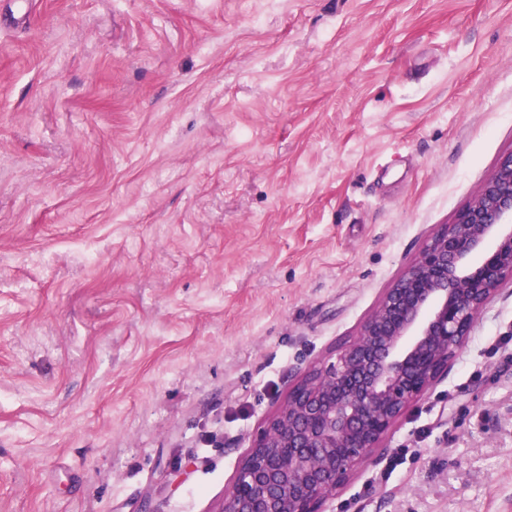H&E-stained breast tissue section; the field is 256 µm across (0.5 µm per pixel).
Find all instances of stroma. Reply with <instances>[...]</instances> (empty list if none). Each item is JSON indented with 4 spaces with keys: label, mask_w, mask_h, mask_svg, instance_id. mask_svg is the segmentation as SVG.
Listing matches in <instances>:
<instances>
[{
    "label": "stroma",
    "mask_w": 512,
    "mask_h": 512,
    "mask_svg": "<svg viewBox=\"0 0 512 512\" xmlns=\"http://www.w3.org/2000/svg\"><path fill=\"white\" fill-rule=\"evenodd\" d=\"M0 0V512H217L512 154V0ZM327 512H512V286Z\"/></svg>",
    "instance_id": "1"
}]
</instances>
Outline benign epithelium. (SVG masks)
I'll list each match as a JSON object with an SVG mask.
<instances>
[{
    "instance_id": "obj_1",
    "label": "benign epithelium",
    "mask_w": 512,
    "mask_h": 512,
    "mask_svg": "<svg viewBox=\"0 0 512 512\" xmlns=\"http://www.w3.org/2000/svg\"><path fill=\"white\" fill-rule=\"evenodd\" d=\"M512 282V154L386 290L335 361L311 368L249 448L217 512H326Z\"/></svg>"
}]
</instances>
